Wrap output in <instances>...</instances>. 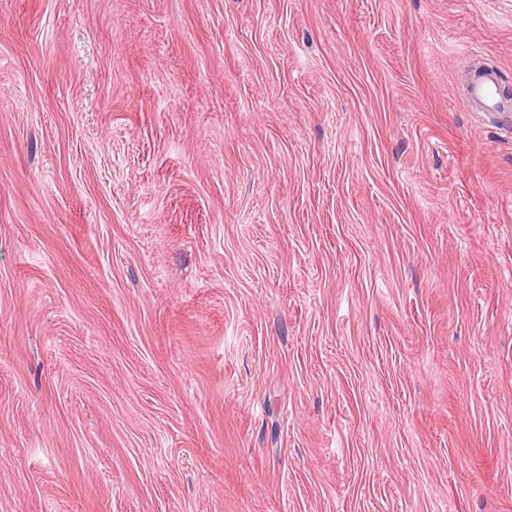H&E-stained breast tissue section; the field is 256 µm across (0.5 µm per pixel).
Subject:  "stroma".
I'll return each mask as SVG.
<instances>
[{"instance_id": "35a3bbf8", "label": "stroma", "mask_w": 512, "mask_h": 512, "mask_svg": "<svg viewBox=\"0 0 512 512\" xmlns=\"http://www.w3.org/2000/svg\"><path fill=\"white\" fill-rule=\"evenodd\" d=\"M512 0H0V512H512ZM466 100L475 112H495L510 114L512 99L499 92L498 75L494 71L486 72L479 79L471 81L466 88Z\"/></svg>"}]
</instances>
